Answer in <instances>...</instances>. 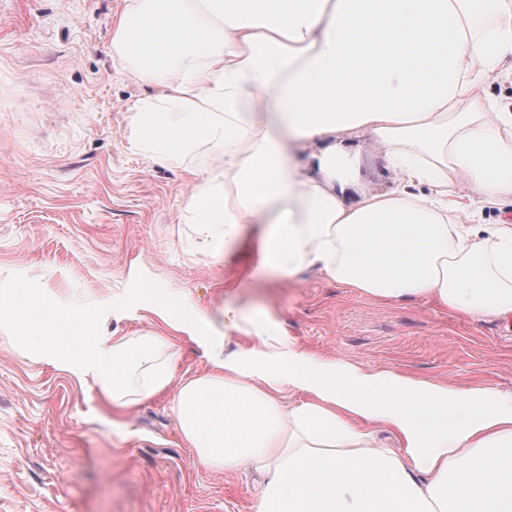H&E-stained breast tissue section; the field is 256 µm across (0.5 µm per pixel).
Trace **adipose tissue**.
<instances>
[{"label":"adipose tissue","instance_id":"ef3b65f1","mask_svg":"<svg viewBox=\"0 0 512 512\" xmlns=\"http://www.w3.org/2000/svg\"><path fill=\"white\" fill-rule=\"evenodd\" d=\"M112 51L162 89L153 125L132 109L136 143L210 159L188 208L223 224L225 252L254 237L272 277L315 268L379 301L512 316V226L482 238L449 218L462 185L512 203V106L465 107L512 54V0H127ZM352 130L385 148L397 189L350 197L336 137ZM50 311L68 346L26 356L91 378L117 414L172 392L197 466L260 474L256 512H512V392L318 359L265 309L232 319L247 342L231 349L165 306L164 330L132 339L88 335L49 293L0 296V321ZM182 334L212 368L177 384ZM375 426L397 447L374 445Z\"/></svg>","mask_w":512,"mask_h":512}]
</instances>
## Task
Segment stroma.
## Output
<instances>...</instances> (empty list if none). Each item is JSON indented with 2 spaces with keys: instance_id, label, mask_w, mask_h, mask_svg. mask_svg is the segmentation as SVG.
I'll return each mask as SVG.
<instances>
[{
  "instance_id": "obj_1",
  "label": "stroma",
  "mask_w": 512,
  "mask_h": 512,
  "mask_svg": "<svg viewBox=\"0 0 512 512\" xmlns=\"http://www.w3.org/2000/svg\"><path fill=\"white\" fill-rule=\"evenodd\" d=\"M126 0H0V291L26 281L83 313L90 331L135 338L162 327L158 305L217 317L225 297L267 309L310 354L452 388L512 390V318L485 321L424 299L379 302L314 270L266 282L258 245L216 260L215 227L186 208L189 155L162 163L132 144L130 112L156 87L112 56ZM356 189L397 187L383 148L343 134ZM455 222L491 227L512 208L471 205ZM68 339L55 319L0 328V512H254L249 468L195 463L171 392L125 414L92 384L23 356Z\"/></svg>"
}]
</instances>
